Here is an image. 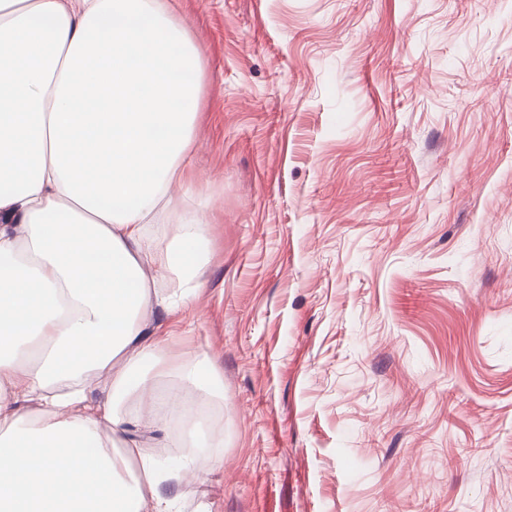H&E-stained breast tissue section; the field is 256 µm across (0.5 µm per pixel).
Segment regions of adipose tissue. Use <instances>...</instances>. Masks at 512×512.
Here are the masks:
<instances>
[{
  "mask_svg": "<svg viewBox=\"0 0 512 512\" xmlns=\"http://www.w3.org/2000/svg\"><path fill=\"white\" fill-rule=\"evenodd\" d=\"M198 71L153 0H0V512H169L174 471L115 440L167 426L178 393L155 375L207 405L219 387L147 332L208 252L203 220L150 230L189 164Z\"/></svg>",
  "mask_w": 512,
  "mask_h": 512,
  "instance_id": "1",
  "label": "adipose tissue"
}]
</instances>
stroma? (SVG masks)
I'll list each match as a JSON object with an SVG mask.
<instances>
[{"instance_id":"1","label":"stroma","mask_w":512,"mask_h":512,"mask_svg":"<svg viewBox=\"0 0 512 512\" xmlns=\"http://www.w3.org/2000/svg\"><path fill=\"white\" fill-rule=\"evenodd\" d=\"M200 54L149 330L209 359L171 512H512V0H158Z\"/></svg>"}]
</instances>
